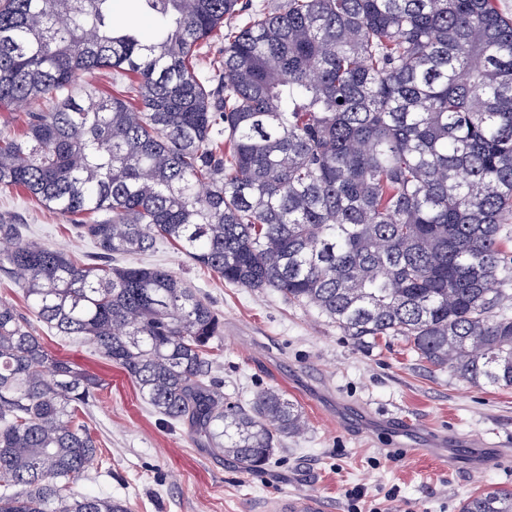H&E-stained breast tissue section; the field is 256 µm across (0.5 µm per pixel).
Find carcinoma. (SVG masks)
<instances>
[{
  "instance_id": "obj_1",
  "label": "carcinoma",
  "mask_w": 512,
  "mask_h": 512,
  "mask_svg": "<svg viewBox=\"0 0 512 512\" xmlns=\"http://www.w3.org/2000/svg\"><path fill=\"white\" fill-rule=\"evenodd\" d=\"M0 0V188L74 218L78 262L0 216V277L81 336L143 400L231 455L272 459L306 421L268 389L211 384L222 317L182 277L115 258L171 242L224 282L310 304L356 339L403 336L433 366L512 388V19L496 0ZM110 71L112 94L80 83ZM99 380L0 301V512H130L71 484ZM461 512H512L484 489ZM137 19L139 33L143 37H151L156 31V17L147 13L141 8V3L134 0H119L116 2L112 24L114 27L122 28L129 20Z\"/></svg>"
}]
</instances>
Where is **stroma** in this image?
Wrapping results in <instances>:
<instances>
[{
    "label": "stroma",
    "instance_id": "35a3bbf8",
    "mask_svg": "<svg viewBox=\"0 0 512 512\" xmlns=\"http://www.w3.org/2000/svg\"><path fill=\"white\" fill-rule=\"evenodd\" d=\"M27 237L85 259L67 217L0 190V214ZM183 277L224 320L211 380L225 399L248 404L257 392L285 391L307 421L283 438L270 467L244 473L186 426L166 422L137 386L81 338L44 325L12 282L0 300L14 305L52 353L96 375L103 387L83 416L99 447L74 490L128 502L131 512H268L284 495L312 494L324 512H459L487 488L512 490V389L475 386L410 351L403 337L357 341L311 306L277 290L224 283L166 244L138 256ZM464 439L439 459L398 453L435 435ZM359 489L348 503L345 493Z\"/></svg>",
    "mask_w": 512,
    "mask_h": 512
}]
</instances>
